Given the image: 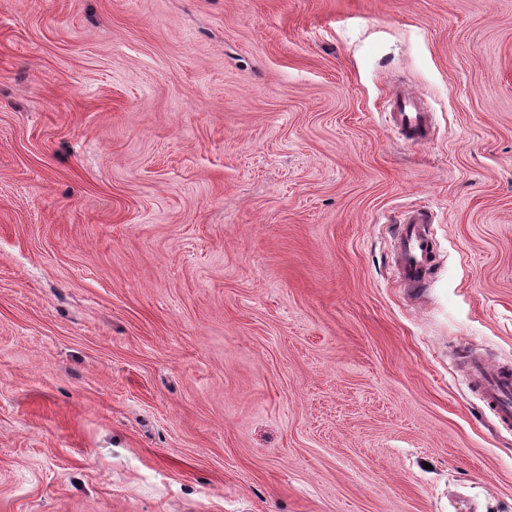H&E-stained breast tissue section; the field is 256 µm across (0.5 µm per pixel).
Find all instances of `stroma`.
I'll return each mask as SVG.
<instances>
[{
  "mask_svg": "<svg viewBox=\"0 0 512 512\" xmlns=\"http://www.w3.org/2000/svg\"><path fill=\"white\" fill-rule=\"evenodd\" d=\"M467 353L512 366V0H0V512H512ZM419 100V97L411 94L403 96L393 104V112H389L391 122L402 131L405 142L410 145L420 144L428 139V115L422 112ZM401 223L397 236L401 279L409 287L418 288L433 251L426 229V224H431L430 213L425 208L409 210Z\"/></svg>",
  "mask_w": 512,
  "mask_h": 512,
  "instance_id": "35a3bbf8",
  "label": "stroma"
}]
</instances>
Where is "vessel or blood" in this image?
Returning <instances> with one entry per match:
<instances>
[{
    "mask_svg": "<svg viewBox=\"0 0 512 512\" xmlns=\"http://www.w3.org/2000/svg\"><path fill=\"white\" fill-rule=\"evenodd\" d=\"M390 120L402 131L406 143L416 145L427 140L428 115L422 112L418 97L407 95L399 99L393 106ZM430 221L427 209L409 210L398 232L401 279L412 288L419 287L433 251V243L426 229ZM469 377L498 421L505 426L512 425V371L489 367L484 360L475 358L469 364Z\"/></svg>",
    "mask_w": 512,
    "mask_h": 512,
    "instance_id": "1",
    "label": "vessel or blood"
}]
</instances>
